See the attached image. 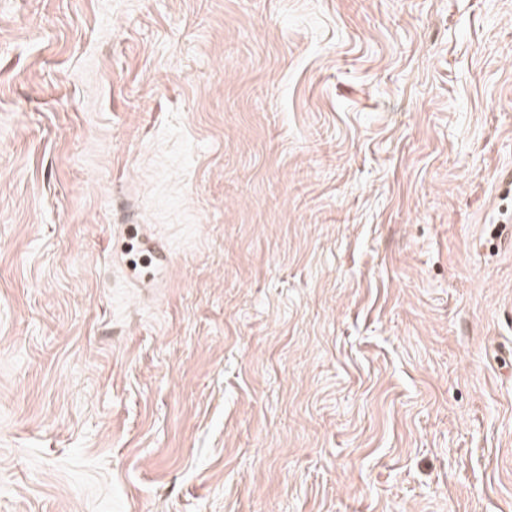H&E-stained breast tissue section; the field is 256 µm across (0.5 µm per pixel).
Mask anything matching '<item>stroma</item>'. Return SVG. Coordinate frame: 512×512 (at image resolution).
Wrapping results in <instances>:
<instances>
[{
    "mask_svg": "<svg viewBox=\"0 0 512 512\" xmlns=\"http://www.w3.org/2000/svg\"><path fill=\"white\" fill-rule=\"evenodd\" d=\"M508 169L512 0H0V512H512Z\"/></svg>",
    "mask_w": 512,
    "mask_h": 512,
    "instance_id": "obj_1",
    "label": "stroma"
}]
</instances>
